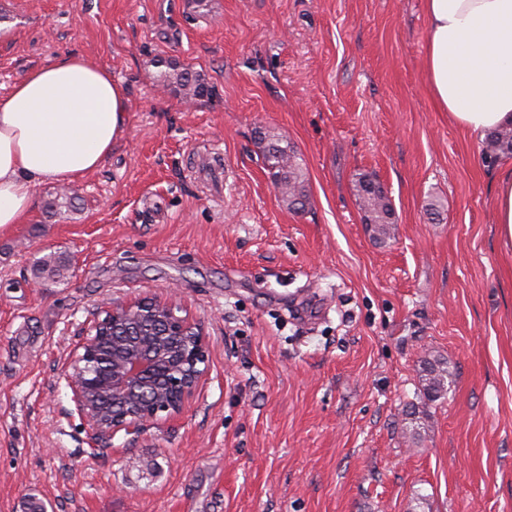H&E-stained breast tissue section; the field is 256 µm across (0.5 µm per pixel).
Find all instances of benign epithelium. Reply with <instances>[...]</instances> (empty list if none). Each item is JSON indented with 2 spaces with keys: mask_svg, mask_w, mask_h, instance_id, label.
Masks as SVG:
<instances>
[{
  "mask_svg": "<svg viewBox=\"0 0 512 512\" xmlns=\"http://www.w3.org/2000/svg\"><path fill=\"white\" fill-rule=\"evenodd\" d=\"M169 297L110 301L97 308L70 353L64 380L93 448L112 447L122 432L136 437L181 415L194 401L208 362L200 324L179 316ZM123 329L112 354L96 351L102 328Z\"/></svg>",
  "mask_w": 512,
  "mask_h": 512,
  "instance_id": "obj_1",
  "label": "benign epithelium"
}]
</instances>
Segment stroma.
<instances>
[{
    "instance_id": "1",
    "label": "stroma",
    "mask_w": 512,
    "mask_h": 512,
    "mask_svg": "<svg viewBox=\"0 0 512 512\" xmlns=\"http://www.w3.org/2000/svg\"><path fill=\"white\" fill-rule=\"evenodd\" d=\"M423 0H0V94L65 53L111 70L128 125L103 166L0 235V512H512V251L500 165L424 77ZM206 73L187 105L153 58ZM301 155L304 212L256 127ZM386 187L377 242L353 189ZM68 255L44 283L33 261ZM177 290L209 339L181 416L90 448L63 373L102 303ZM446 359L453 386L424 404ZM424 408L419 434L407 428ZM498 238L504 250L512 249V164L501 169L494 193ZM419 381L422 394L428 401L444 398L452 381L448 362L425 360L419 370Z\"/></svg>"
}]
</instances>
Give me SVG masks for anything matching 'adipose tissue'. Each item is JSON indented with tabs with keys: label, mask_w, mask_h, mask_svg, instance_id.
<instances>
[{
	"label": "adipose tissue",
	"mask_w": 512,
	"mask_h": 512,
	"mask_svg": "<svg viewBox=\"0 0 512 512\" xmlns=\"http://www.w3.org/2000/svg\"><path fill=\"white\" fill-rule=\"evenodd\" d=\"M429 93L473 140L512 127V0H424ZM127 95L108 68L69 53L0 95V232L24 223L36 186L76 183L123 136ZM497 232L512 249V166L494 193Z\"/></svg>",
	"instance_id": "1"
}]
</instances>
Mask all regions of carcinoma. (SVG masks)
Returning <instances> with one entry per match:
<instances>
[{
	"mask_svg": "<svg viewBox=\"0 0 512 512\" xmlns=\"http://www.w3.org/2000/svg\"><path fill=\"white\" fill-rule=\"evenodd\" d=\"M160 68V80L174 91L194 100L204 101L213 94V88L207 76L190 67L176 62L159 59L155 61ZM258 144L262 145L264 166L283 201L293 212L305 210L308 196L304 189L302 168L287 142L274 132L261 128L257 130ZM512 154V131H498L488 138L482 146L481 154L485 162L491 164L500 155ZM356 191L365 204L367 221L381 239L391 235L394 223V210L388 197L382 195L381 183L372 175L363 173L356 181ZM74 194L64 191L44 204L46 213L54 216L62 210L74 208ZM70 268V259L61 253H50L39 259L35 266L37 275L51 281L62 277ZM419 381L423 396L436 401L448 393L452 373L448 363L441 360H426L419 370Z\"/></svg>",
	"mask_w": 512,
	"mask_h": 512,
	"instance_id": "cac0c4a2",
	"label": "carcinoma"
}]
</instances>
